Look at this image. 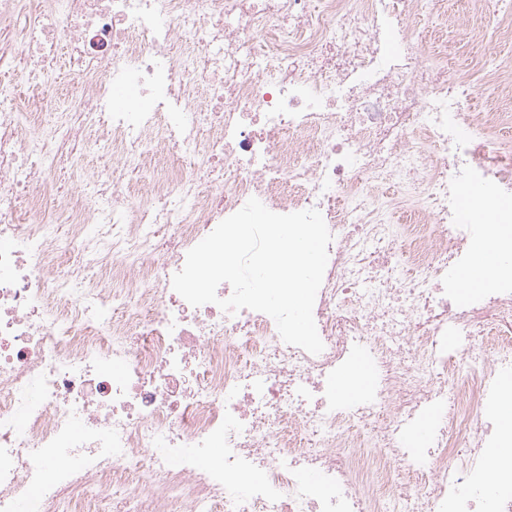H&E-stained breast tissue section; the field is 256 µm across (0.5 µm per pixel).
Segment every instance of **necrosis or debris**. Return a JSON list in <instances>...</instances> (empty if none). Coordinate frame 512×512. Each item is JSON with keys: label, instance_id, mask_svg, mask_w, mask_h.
I'll return each instance as SVG.
<instances>
[{"label": "necrosis or debris", "instance_id": "necrosis-or-debris-1", "mask_svg": "<svg viewBox=\"0 0 512 512\" xmlns=\"http://www.w3.org/2000/svg\"><path fill=\"white\" fill-rule=\"evenodd\" d=\"M442 6L0 0V99L31 92L0 110V512H512V461L486 467L512 443L486 416L512 399V336L477 342L512 323V233L488 230L512 226V143L483 138L512 115L472 111L467 74L426 58ZM60 64L81 96L44 131ZM91 152L107 176L52 177ZM252 197L318 210L333 236L319 354L172 287ZM475 236L504 262L462 296ZM362 350L374 383L342 402ZM424 417L441 426L425 457L405 442Z\"/></svg>", "mask_w": 512, "mask_h": 512}]
</instances>
